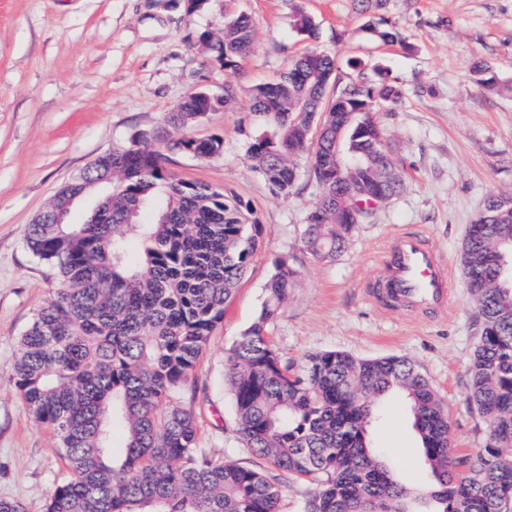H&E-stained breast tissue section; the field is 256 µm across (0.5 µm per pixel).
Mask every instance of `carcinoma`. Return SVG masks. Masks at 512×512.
I'll use <instances>...</instances> for the list:
<instances>
[{
	"label": "carcinoma",
	"instance_id": "obj_1",
	"mask_svg": "<svg viewBox=\"0 0 512 512\" xmlns=\"http://www.w3.org/2000/svg\"><path fill=\"white\" fill-rule=\"evenodd\" d=\"M217 32L199 42L226 67L251 51L255 23L224 8ZM293 29L318 38L297 6ZM376 80L343 87L336 58L316 51L291 61L280 79L258 85L251 110L261 133L249 157L271 189L289 193L300 163L320 194L303 231L305 251L331 261L369 215L365 191L384 198L403 187L372 112L400 90ZM490 93L512 82L487 64L473 68ZM234 100L206 87L191 91L131 147L101 158L87 173L108 178L107 204L81 224H56L72 191L62 187L30 224L26 245L51 267L61 288L20 337L14 385L29 412L49 425L70 472L51 489L45 512H277L285 486L274 475L214 461L200 447L194 370L224 310L263 244L262 225L236 195L189 182L174 157L210 158L219 137L192 129ZM338 148L359 163L330 169ZM492 194L464 242L465 277L481 322L469 362V405L485 425L476 457L451 452L448 416L428 380L405 357L364 359L344 352L307 355L295 366L270 344L267 328L294 287L288 256L274 261L267 299L230 349L231 388L244 445L313 490L306 512H512V203ZM401 394L433 477L404 485L369 438L379 402ZM127 450L109 445L114 425Z\"/></svg>",
	"mask_w": 512,
	"mask_h": 512
}]
</instances>
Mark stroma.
<instances>
[{
  "label": "stroma",
  "mask_w": 512,
  "mask_h": 512,
  "mask_svg": "<svg viewBox=\"0 0 512 512\" xmlns=\"http://www.w3.org/2000/svg\"><path fill=\"white\" fill-rule=\"evenodd\" d=\"M256 22L252 52L238 66L213 60L197 42L218 26L215 0H0V498L43 512L69 472L53 430L37 422L12 380L20 336L59 286L26 246L30 224L57 190L98 156L130 146L198 85L225 86L234 102L195 126L200 139L223 138L211 158L176 157L183 179L224 189L248 202L263 226L250 264L198 362L194 410L199 440L217 461L266 468L243 446L225 381L228 350L266 300L276 256L288 255L298 284L268 335L284 359L321 351L412 360L437 391L452 424L453 450L475 455L484 425L468 402V362L478 334L463 273L469 224L493 193H512V93L489 94L471 68L486 61L512 81V0H232ZM319 26V50L335 55L340 84L359 81L350 62L378 64L401 90L376 119L404 179L376 205L335 260L302 247L319 188L299 171L292 191L271 192L248 157L256 133L253 87L275 80L307 43L292 27L294 6ZM390 27L398 43L371 40L365 26ZM423 237L451 269L453 292L435 315H407L372 297L380 258L395 234ZM371 428L392 470L407 485L432 481L404 401L381 402Z\"/></svg>",
  "instance_id": "1"
}]
</instances>
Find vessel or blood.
Returning a JSON list of instances; mask_svg holds the SVG:
<instances>
[{
    "mask_svg": "<svg viewBox=\"0 0 512 512\" xmlns=\"http://www.w3.org/2000/svg\"><path fill=\"white\" fill-rule=\"evenodd\" d=\"M450 268L418 236L400 233L379 271L374 299L408 312L437 311L450 299Z\"/></svg>",
    "mask_w": 512,
    "mask_h": 512,
    "instance_id": "1",
    "label": "vessel or blood"
}]
</instances>
